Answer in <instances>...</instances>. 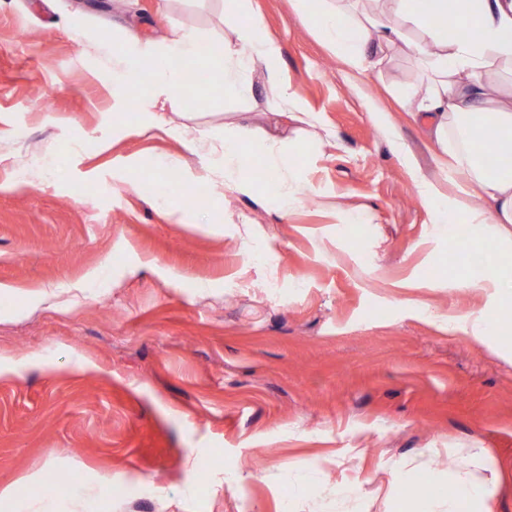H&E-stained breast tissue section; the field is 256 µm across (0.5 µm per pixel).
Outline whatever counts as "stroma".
I'll use <instances>...</instances> for the list:
<instances>
[{"instance_id":"35a3bbf8","label":"stroma","mask_w":512,"mask_h":512,"mask_svg":"<svg viewBox=\"0 0 512 512\" xmlns=\"http://www.w3.org/2000/svg\"><path fill=\"white\" fill-rule=\"evenodd\" d=\"M224 2L0 0V364L15 368L0 376V485L40 476L18 512H72L71 487L110 472L126 480L99 512H429L393 462L448 496L450 450L482 448L512 512V338L445 322L512 327L477 285L512 248L490 226L444 228L422 196L417 171L456 188L399 101L426 80L414 55L351 72L293 0H251L284 96L225 95L169 57L186 76L174 122L209 144L239 116L295 155L308 193L287 211L139 134L113 97L127 33L180 26L216 46L233 36ZM290 98L317 127L285 118ZM192 448L207 469L186 467ZM328 454L318 488L296 491L287 465ZM57 471L71 482L48 489ZM357 478L359 502H337ZM448 328L455 331H462L479 339L497 330L496 322H486L484 316H478L473 319L462 317H448Z\"/></svg>"}]
</instances>
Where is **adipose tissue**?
Segmentation results:
<instances>
[{"mask_svg":"<svg viewBox=\"0 0 512 512\" xmlns=\"http://www.w3.org/2000/svg\"><path fill=\"white\" fill-rule=\"evenodd\" d=\"M305 19L358 72L380 61V48L413 52L427 82L408 89L406 100L414 105V118L422 119L444 176L462 178L471 223L496 225L501 243L512 242V166L491 165L471 143L480 129L512 147V0H328ZM224 22L236 28L237 39L223 42L212 58L201 56L198 34L182 27L173 28L162 47L129 38L113 57L116 84L137 92L140 131L159 129L189 149L201 147L164 114L183 84L182 73L165 64L167 54L198 60L228 94L252 95L256 73L263 75L266 90L280 92L281 47L252 13L250 0H226ZM463 28L475 29V37H461ZM248 151L265 154L273 172L293 166L290 153L241 125L225 131L206 163L221 172L225 184L243 188L250 179L240 160ZM452 481L448 512H496L497 491L487 480L458 470Z\"/></svg>","mask_w":512,"mask_h":512,"instance_id":"1","label":"adipose tissue"}]
</instances>
